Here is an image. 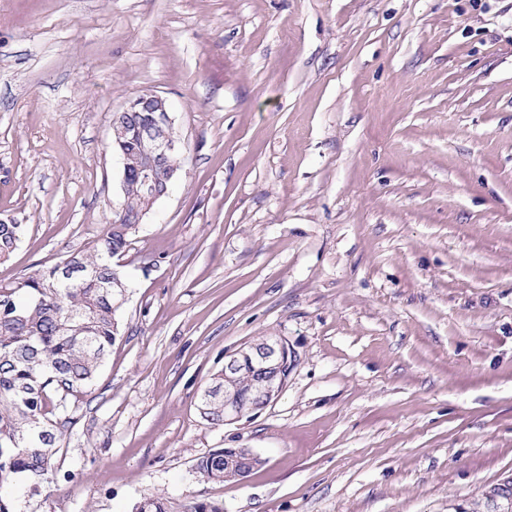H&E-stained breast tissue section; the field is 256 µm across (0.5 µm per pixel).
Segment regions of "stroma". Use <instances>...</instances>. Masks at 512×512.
<instances>
[{
  "mask_svg": "<svg viewBox=\"0 0 512 512\" xmlns=\"http://www.w3.org/2000/svg\"><path fill=\"white\" fill-rule=\"evenodd\" d=\"M166 100L179 176L116 257L121 335L18 512H501L512 479V0H0V282L93 250L112 118ZM284 338L253 417L198 410ZM249 448L239 482L198 459ZM0 222V259H6L16 249L23 234L22 224H16L14 221L6 218ZM243 362L252 369L258 379L250 410L251 414H257L275 401L286 386L294 365V353L286 340L271 337L261 344L250 343L225 356L224 371L214 378L213 383V393L222 391L223 396H211L210 400L203 401L201 405V414L210 423L228 425L244 417L237 393L242 399L249 395L255 386L254 376L247 367H242L231 374V381L228 384L231 389L224 387L226 373L235 371ZM238 456H243L252 463V470L262 464V458L249 448H238L236 451ZM236 458H226L224 456V449L216 450L206 456L201 457L195 467V473L198 476L213 482L224 483V476L226 479H236L237 481L243 480L252 471L240 473L232 467V460ZM228 461L227 470L224 475V461ZM260 466V465H259Z\"/></svg>",
  "mask_w": 512,
  "mask_h": 512,
  "instance_id": "stroma-1",
  "label": "stroma"
}]
</instances>
